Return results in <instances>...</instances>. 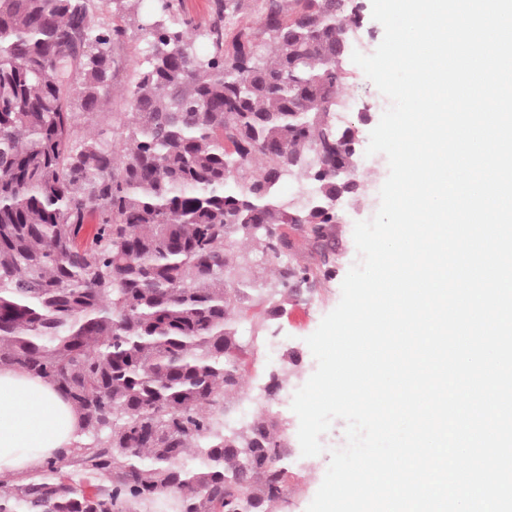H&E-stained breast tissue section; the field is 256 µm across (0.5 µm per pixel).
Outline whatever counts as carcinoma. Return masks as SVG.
Masks as SVG:
<instances>
[{
    "mask_svg": "<svg viewBox=\"0 0 512 512\" xmlns=\"http://www.w3.org/2000/svg\"><path fill=\"white\" fill-rule=\"evenodd\" d=\"M173 7L127 111L82 133L125 30L90 0H0V366L64 394L82 417L70 461L103 479L80 489L51 461L1 489L0 512H277L288 487L287 422L224 416L265 331L240 333L248 304L274 316L335 274L339 206L360 189V130L336 113L361 6L262 0L229 47L250 0H215L201 34ZM292 177L302 204L280 193Z\"/></svg>",
    "mask_w": 512,
    "mask_h": 512,
    "instance_id": "1",
    "label": "carcinoma"
}]
</instances>
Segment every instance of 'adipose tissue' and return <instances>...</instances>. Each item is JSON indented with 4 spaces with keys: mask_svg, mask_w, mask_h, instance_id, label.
<instances>
[{
    "mask_svg": "<svg viewBox=\"0 0 512 512\" xmlns=\"http://www.w3.org/2000/svg\"><path fill=\"white\" fill-rule=\"evenodd\" d=\"M81 416L49 381L0 367V475L19 478L67 456Z\"/></svg>",
    "mask_w": 512,
    "mask_h": 512,
    "instance_id": "obj_1",
    "label": "adipose tissue"
}]
</instances>
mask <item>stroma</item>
<instances>
[{
	"label": "stroma",
	"mask_w": 512,
	"mask_h": 512,
	"mask_svg": "<svg viewBox=\"0 0 512 512\" xmlns=\"http://www.w3.org/2000/svg\"><path fill=\"white\" fill-rule=\"evenodd\" d=\"M92 6L97 24L106 27L122 26L126 35L115 49L117 67L112 80V98L101 115L83 118L82 128L86 131L99 124L102 117L125 111L124 93L134 82L145 60L148 23L158 8L156 0H140L132 13L116 11L112 0H92ZM343 67L349 75L343 94L350 99L351 104L339 114L338 119L342 124L358 126L362 137H369L390 101L366 77L362 69L353 63L350 56L344 57ZM388 174L389 165L384 154H359L356 176L360 181L361 192L345 200L342 205V219L337 226L335 278L318 283L314 291L289 302L282 312L269 321L245 379L244 391L237 405L238 413L247 414L260 408L269 413L278 412L288 423L289 481L280 512H307L324 479L332 450L342 448L346 443V423L337 419L320 438L322 453L313 457L302 456L297 437L299 420L291 404L295 392L317 367L305 339L318 328L322 318L338 305L342 295V281L359 259L353 239L354 225L376 214L380 206L379 192ZM272 373L283 374L285 380L279 390L268 394L264 386Z\"/></svg>",
	"instance_id": "obj_1"
}]
</instances>
